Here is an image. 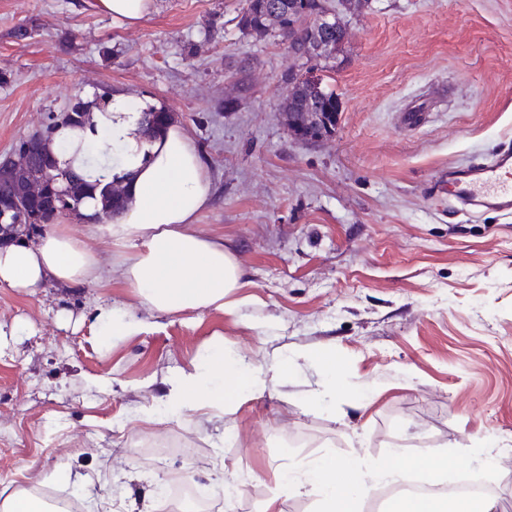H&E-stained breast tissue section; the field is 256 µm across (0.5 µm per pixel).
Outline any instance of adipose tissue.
<instances>
[{
  "instance_id": "adipose-tissue-1",
  "label": "adipose tissue",
  "mask_w": 512,
  "mask_h": 512,
  "mask_svg": "<svg viewBox=\"0 0 512 512\" xmlns=\"http://www.w3.org/2000/svg\"><path fill=\"white\" fill-rule=\"evenodd\" d=\"M90 108L92 129L109 133L119 148L116 156L88 157L85 143L91 129L59 128L50 148L60 166L82 171L89 179L122 176L125 210L110 222L92 225L89 233L115 245L112 261L122 268L131 295L143 309L165 314L237 307L235 294L245 282L235 256L222 241L191 230L210 202V180L185 131L172 124L159 138L145 140L141 110L125 96L92 102ZM49 281L62 286L102 285V260L84 236L63 224L51 225L35 244L0 245V288L28 291ZM287 366L284 358L263 366L243 355L225 356L218 348L206 362L180 368L168 384L165 403L177 416L197 412L220 418L261 397L269 380ZM401 476L398 469L370 465L361 470L325 458L305 481L282 474L276 493H298L309 486L317 494L315 512H360L372 480L382 477L395 483ZM492 510L487 497L402 496L396 502V512Z\"/></svg>"
}]
</instances>
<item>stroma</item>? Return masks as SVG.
<instances>
[{
	"label": "stroma",
	"instance_id": "obj_1",
	"mask_svg": "<svg viewBox=\"0 0 512 512\" xmlns=\"http://www.w3.org/2000/svg\"><path fill=\"white\" fill-rule=\"evenodd\" d=\"M242 3L155 0L119 27L96 0H0V158L75 98L162 104L210 178L193 229L223 240L249 295L149 314L98 237L103 286L0 288L17 329L0 338V500L40 489L83 512H162L178 474L218 512H264L281 472L385 466L397 447L447 453L449 479L479 475L492 512H512V208L439 186L512 149V0H367L323 71L342 112L317 145L280 114L305 65L281 37L244 34ZM100 304L141 332L103 345ZM209 339L289 370L224 419L141 420ZM327 348L332 385L308 360Z\"/></svg>",
	"mask_w": 512,
	"mask_h": 512
}]
</instances>
